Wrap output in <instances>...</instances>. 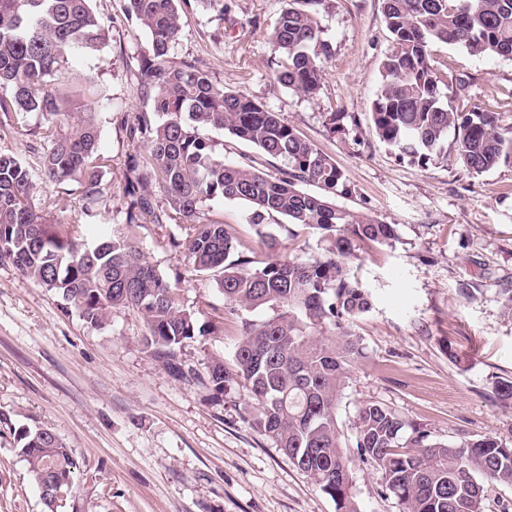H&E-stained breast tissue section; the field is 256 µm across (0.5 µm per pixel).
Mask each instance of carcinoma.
I'll use <instances>...</instances> for the list:
<instances>
[{"instance_id":"cac0c4a2","label":"carcinoma","mask_w":512,"mask_h":512,"mask_svg":"<svg viewBox=\"0 0 512 512\" xmlns=\"http://www.w3.org/2000/svg\"><path fill=\"white\" fill-rule=\"evenodd\" d=\"M126 0L128 17L151 35L138 72L140 93L150 109L124 119L133 157L123 176L128 200L125 224L131 235L80 248L66 225L52 223L47 199L33 203L30 170L13 154L0 152V262L57 291L91 325L112 309L135 307L144 316L143 345L176 377L185 367L186 346L221 328L199 322L180 303L176 289L147 261L134 228L183 224L193 270L211 277L228 311L276 309L260 322L244 319L227 360L206 366L213 390L243 389L251 425L306 472L336 505L360 512L350 459L337 409L347 374L365 357V347L346 324L368 312L372 293L350 274L357 243L390 244L395 225L336 204L351 193L333 160L303 138L280 114L250 96L226 91L196 62L174 57L183 32L178 2ZM91 0H0V112L35 113L44 182H76L86 200L102 195L110 159L99 151L100 128L88 102L93 85L58 81L72 59L105 46L104 27ZM326 0H288L269 40L278 53V81L288 90L317 97L331 47L323 38ZM392 49L380 63L381 85L371 121L381 143L423 166L448 161V131H454L455 161L483 173L512 156V138L501 132L500 113L450 108L443 89L467 101L470 81L434 57L437 44L465 48L477 57H512V0H383ZM207 130L227 131L256 146L265 160L282 166L270 173L253 158L232 163L215 151ZM315 185L309 193L305 185ZM169 205L156 208L155 192ZM247 205L246 221L267 250L244 247L224 223L202 218L215 198ZM281 215L292 226L328 242L324 253L302 259L279 254V236L268 219ZM493 399L512 406V379L492 384ZM361 463L381 474L382 490L403 512H484L492 485L512 487V444L476 435L456 443L430 439L388 405L358 406L351 424ZM22 453L49 510L73 483L75 464L49 428L19 430Z\"/></svg>"}]
</instances>
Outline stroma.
I'll use <instances>...</instances> for the list:
<instances>
[{
  "label": "stroma",
  "instance_id": "1",
  "mask_svg": "<svg viewBox=\"0 0 512 512\" xmlns=\"http://www.w3.org/2000/svg\"><path fill=\"white\" fill-rule=\"evenodd\" d=\"M223 3L183 9L177 57L279 112L343 170L352 193L341 205L397 228L392 245L358 244L349 262L373 301L349 325L367 357L348 373L339 422L349 425L361 403L380 401L442 442L467 434L512 440V406L491 397L495 380L512 377V320L500 304L501 289L512 288V159L481 174L453 161L419 167L380 142L369 112L391 47L382 0H329L323 26L332 56L313 99L276 78L269 34L288 0ZM91 7L108 44L74 59L69 74L92 79L104 95L94 112L99 148L111 161L106 189L87 202L76 183L41 182L34 195L55 199L51 219L88 246L96 236L127 233L120 180L133 149L122 119L145 106L137 70L150 41L123 0ZM437 53L450 70L471 76L470 106L493 107L512 91V59L452 45ZM330 112L343 113L344 133H330ZM37 121L0 112V151L33 171L46 149L34 134ZM85 206L93 224L80 221ZM184 235L177 224L147 221L138 245L185 309L199 321L223 322L222 335L186 348L187 365L200 369L230 357L240 318L226 313L214 280L196 276L171 247ZM143 330L133 308L88 324L55 291L0 263V512H48L21 451L22 427L51 428L76 463L60 512H336L310 476L252 427L242 392L221 395L175 378L144 349ZM352 472L361 512H401L382 493L380 473L359 462Z\"/></svg>",
  "mask_w": 512,
  "mask_h": 512
}]
</instances>
